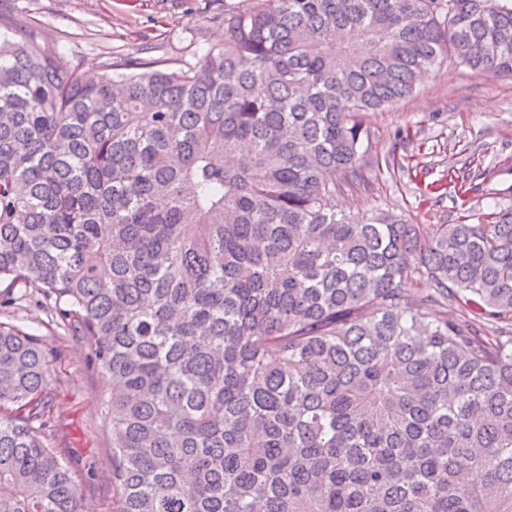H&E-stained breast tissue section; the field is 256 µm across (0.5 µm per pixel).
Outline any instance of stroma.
<instances>
[{
  "label": "stroma",
  "mask_w": 512,
  "mask_h": 512,
  "mask_svg": "<svg viewBox=\"0 0 512 512\" xmlns=\"http://www.w3.org/2000/svg\"><path fill=\"white\" fill-rule=\"evenodd\" d=\"M258 0H0V12L22 20L63 48L72 68L105 74L127 56L170 69L195 66L204 47L224 40V19ZM378 163L337 195L354 213L390 209L420 224H454L490 207L512 211V77L479 76L447 59L414 93L367 120ZM465 172L472 187L429 194L427 184ZM0 322L36 327L53 356L42 395L50 406L46 443L71 468L84 512H112V424L104 408L108 383L89 363L90 348L68 335L48 311L0 308Z\"/></svg>",
  "instance_id": "1"
}]
</instances>
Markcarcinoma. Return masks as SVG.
<instances>
[{"instance_id":"obj_1","label":"carcinoma","mask_w":512,"mask_h":512,"mask_svg":"<svg viewBox=\"0 0 512 512\" xmlns=\"http://www.w3.org/2000/svg\"><path fill=\"white\" fill-rule=\"evenodd\" d=\"M448 56L512 75V0H262L112 78L0 14V305L91 344L112 512H512V212L336 207ZM49 366L0 322V512H80Z\"/></svg>"}]
</instances>
